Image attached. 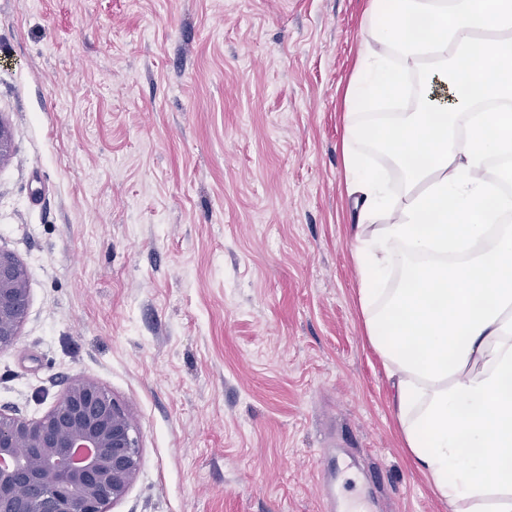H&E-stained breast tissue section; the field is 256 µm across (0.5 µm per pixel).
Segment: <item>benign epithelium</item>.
I'll return each instance as SVG.
<instances>
[{
    "label": "benign epithelium",
    "mask_w": 512,
    "mask_h": 512,
    "mask_svg": "<svg viewBox=\"0 0 512 512\" xmlns=\"http://www.w3.org/2000/svg\"><path fill=\"white\" fill-rule=\"evenodd\" d=\"M26 268L0 248V350L27 316ZM0 512H108L140 466L128 410L92 380L70 383L42 417L0 411Z\"/></svg>",
    "instance_id": "benign-epithelium-1"
}]
</instances>
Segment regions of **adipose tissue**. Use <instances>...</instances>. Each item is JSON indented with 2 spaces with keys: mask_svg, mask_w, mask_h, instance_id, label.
Segmentation results:
<instances>
[{
  "mask_svg": "<svg viewBox=\"0 0 512 512\" xmlns=\"http://www.w3.org/2000/svg\"><path fill=\"white\" fill-rule=\"evenodd\" d=\"M344 175L365 334L402 448L450 512H512V0H368ZM402 175L392 198L356 143Z\"/></svg>",
  "mask_w": 512,
  "mask_h": 512,
  "instance_id": "adipose-tissue-1",
  "label": "adipose tissue"
}]
</instances>
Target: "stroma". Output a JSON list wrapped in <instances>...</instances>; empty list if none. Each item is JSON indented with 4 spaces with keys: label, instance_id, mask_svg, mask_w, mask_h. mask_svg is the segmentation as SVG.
<instances>
[{
    "label": "stroma",
    "instance_id": "1",
    "mask_svg": "<svg viewBox=\"0 0 512 512\" xmlns=\"http://www.w3.org/2000/svg\"><path fill=\"white\" fill-rule=\"evenodd\" d=\"M366 0H0V248L28 315L0 407L89 379L140 468L109 512H448L368 344L343 170ZM339 450L323 448L321 454L324 458V466L319 472V485L323 501L328 508L327 512H354L345 503L342 496L341 477L343 472L338 465L336 454Z\"/></svg>",
    "mask_w": 512,
    "mask_h": 512
}]
</instances>
